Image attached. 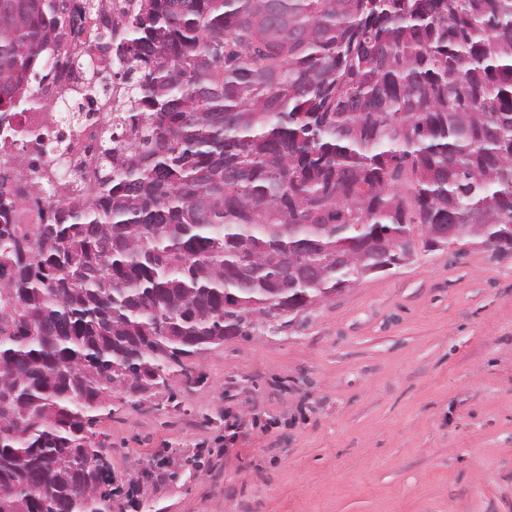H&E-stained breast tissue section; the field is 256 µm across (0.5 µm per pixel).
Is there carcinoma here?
I'll use <instances>...</instances> for the list:
<instances>
[{
  "label": "carcinoma",
  "instance_id": "carcinoma-1",
  "mask_svg": "<svg viewBox=\"0 0 512 512\" xmlns=\"http://www.w3.org/2000/svg\"><path fill=\"white\" fill-rule=\"evenodd\" d=\"M0 0V135L29 82L105 67L131 133L36 224L0 173V512H112L92 426L226 336L434 251L512 252V0Z\"/></svg>",
  "mask_w": 512,
  "mask_h": 512
}]
</instances>
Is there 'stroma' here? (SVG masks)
I'll list each match as a JSON object with an SVG mask.
<instances>
[{
  "instance_id": "35a3bbf8",
  "label": "stroma",
  "mask_w": 512,
  "mask_h": 512,
  "mask_svg": "<svg viewBox=\"0 0 512 512\" xmlns=\"http://www.w3.org/2000/svg\"><path fill=\"white\" fill-rule=\"evenodd\" d=\"M93 427L112 512H512V256L417 250Z\"/></svg>"
}]
</instances>
